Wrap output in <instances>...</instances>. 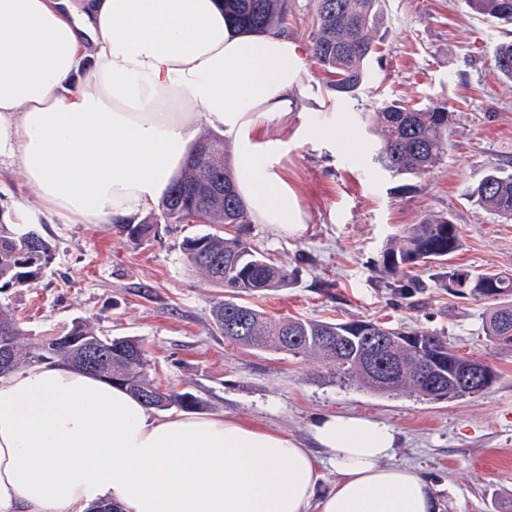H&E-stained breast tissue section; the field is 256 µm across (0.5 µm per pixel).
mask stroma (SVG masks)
<instances>
[{"label":"stroma","instance_id":"1","mask_svg":"<svg viewBox=\"0 0 512 512\" xmlns=\"http://www.w3.org/2000/svg\"><path fill=\"white\" fill-rule=\"evenodd\" d=\"M389 33L371 68L375 78L358 99L336 98L329 77L309 68L287 114L262 121L270 138L287 141L271 165L295 190L297 232L277 235L249 224L244 238L295 273L285 288L248 296L268 315L326 321L374 320L445 336L461 355L493 366L496 381L474 397L426 401L375 395L313 381L305 357L249 350L212 322L223 289L202 280L181 242L211 232L208 224L159 222V209L139 215L155 237L131 243L109 224L35 225L53 259L31 287L0 292L33 339L44 340L90 319L100 334L138 339L160 383L198 400L197 413H224L310 440L325 415H363L399 435L394 463L418 468L439 488L443 512H512V345L482 330L484 306L449 292L436 268L393 277L382 254L426 213L452 214L462 245L451 264L460 273L512 272V222L501 223L467 198L490 165L512 160V84L499 80L493 53L512 41V26L488 21L464 0H382ZM420 105L442 99L456 111L448 153L410 191L371 161L374 135L358 115L385 100ZM335 127L313 139L307 129ZM19 166L0 160V210L35 202ZM426 293L405 298L411 279Z\"/></svg>","mask_w":512,"mask_h":512}]
</instances>
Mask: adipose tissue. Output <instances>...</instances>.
Returning <instances> with one entry per match:
<instances>
[{
	"label": "adipose tissue",
	"instance_id": "ef3b65f1",
	"mask_svg": "<svg viewBox=\"0 0 512 512\" xmlns=\"http://www.w3.org/2000/svg\"><path fill=\"white\" fill-rule=\"evenodd\" d=\"M307 69L283 32H234L218 0H0V158L37 196L16 223L150 210L202 119L232 135L255 223L291 232L298 196L262 118L287 113ZM311 436L309 449L235 416L161 417L99 377L35 367L0 379V512H441L433 483L392 462L385 424L325 416Z\"/></svg>",
	"mask_w": 512,
	"mask_h": 512
}]
</instances>
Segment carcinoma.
I'll list each match as a JSON object with an SVG mask.
<instances>
[{
    "instance_id": "cac0c4a2",
    "label": "carcinoma",
    "mask_w": 512,
    "mask_h": 512,
    "mask_svg": "<svg viewBox=\"0 0 512 512\" xmlns=\"http://www.w3.org/2000/svg\"><path fill=\"white\" fill-rule=\"evenodd\" d=\"M224 14L238 30L263 32L280 29L292 15L291 0H223ZM473 11L498 23H512V0H465ZM311 57L315 66L333 76L331 90L355 98L369 81V62L382 45L381 0H313L310 16ZM494 69L512 81V43L494 50ZM369 129L379 138L373 162L394 178L425 177L448 154L453 111L440 100L420 107L383 102L368 113ZM472 203L505 222L512 221V173L497 165L468 189ZM161 218L171 224H250L253 214L238 195L227 163L224 139L200 138L188 163L160 203ZM130 241L156 234L154 224H123ZM461 247L459 230L449 215H425L398 243L382 255L384 268L397 275L416 265H444ZM182 252L195 271L210 284L240 295L288 287L290 273L238 235L207 233L188 237ZM52 245L35 231L18 234L0 224V291L31 286L52 260ZM450 288H465L483 300V330L498 344L512 345V274L476 275L446 271ZM247 318L238 333L228 323ZM217 328L241 346L288 356L303 355L322 371L315 381H336L377 395H409L438 401L476 396L483 386H457L460 373L472 359L455 352L435 332L403 331L373 321L331 322L295 317L274 319L245 303L222 300L213 306ZM0 330H9L25 356L23 368L44 364L83 365L70 355L67 341H92L112 353V362L95 374L124 386L157 410H192L197 399L172 387L161 388L149 377V363L139 341L98 334L88 319L78 318L64 333L35 341L11 311L0 307ZM154 393L150 400L147 395Z\"/></svg>"
}]
</instances>
